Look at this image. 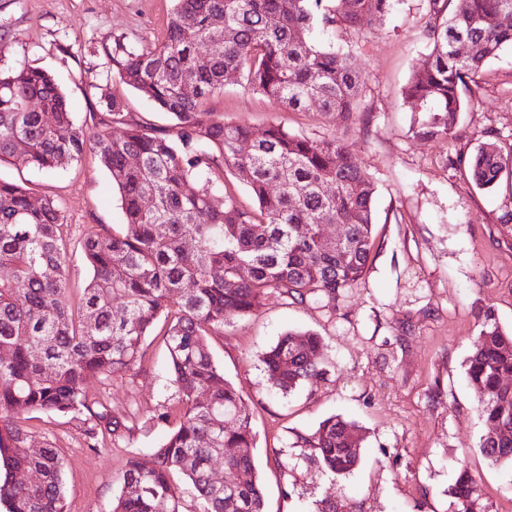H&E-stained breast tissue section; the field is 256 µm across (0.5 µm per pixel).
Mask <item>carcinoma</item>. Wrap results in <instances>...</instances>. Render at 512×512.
Here are the masks:
<instances>
[{
	"label": "carcinoma",
	"mask_w": 512,
	"mask_h": 512,
	"mask_svg": "<svg viewBox=\"0 0 512 512\" xmlns=\"http://www.w3.org/2000/svg\"><path fill=\"white\" fill-rule=\"evenodd\" d=\"M397 0H176L163 40L146 48L119 43L110 54L121 82L171 116L167 128L131 123L122 105L91 116L103 130L74 124L65 94L47 71L20 65L0 72V162L53 171L96 150L118 189L124 229L91 226L79 241L92 270L77 307L65 303L69 252L58 204L0 179V504L7 512H65L64 458L45 442L38 454L22 425L34 412L84 413L89 438L116 442L131 432L87 394L90 376L135 367L164 319L179 426L147 468L127 461L121 493L108 512H182L184 476L198 512H265L252 476L255 435L240 393L215 363L208 337L234 317L256 311L269 291L294 303H336L359 281L372 250L376 188L355 153L336 137L312 139L281 125L260 137L206 108L227 84H243L290 111L315 106L345 122L356 112L360 77L352 56L317 34L392 13ZM219 19L222 25H214ZM429 52L405 89L424 117L416 134L451 135L461 90L501 50L512 46V0H428ZM465 41L460 55L455 43ZM196 85L192 96L183 84ZM117 125V134L108 128ZM248 144L247 152L241 145ZM137 164H129L130 158ZM473 182L494 186L512 174V151L482 144L468 161ZM243 181L254 208L239 205L224 170ZM342 224L345 239L321 232ZM247 269L241 275V269ZM322 337L290 330L262 355L269 388L287 393L323 373ZM485 423L479 450L512 467V328L492 311L481 318L465 361ZM366 429L341 417L297 435L296 458L283 468L315 465L342 477L361 462ZM224 466L213 478L215 461ZM240 472L251 474L235 486ZM21 473L32 475L23 482ZM453 512H483L481 485L462 468L449 487ZM318 512H357L354 502L322 499Z\"/></svg>",
	"instance_id": "obj_1"
}]
</instances>
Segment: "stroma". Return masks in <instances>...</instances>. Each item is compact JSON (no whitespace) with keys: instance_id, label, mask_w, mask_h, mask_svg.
Segmentation results:
<instances>
[{"instance_id":"1","label":"stroma","mask_w":512,"mask_h":512,"mask_svg":"<svg viewBox=\"0 0 512 512\" xmlns=\"http://www.w3.org/2000/svg\"><path fill=\"white\" fill-rule=\"evenodd\" d=\"M174 7L175 0H0V70L25 64L48 71L86 130L90 113L106 111L111 98L128 120L170 126L148 98L120 82L108 53L118 43H157ZM427 8V0H398L390 16L361 32L333 33L361 74L358 109L366 122L291 112L237 84L208 102L258 136L276 123L298 135L344 140L376 187L368 267L336 305L295 304L272 291L256 312L209 339L214 361L252 415L266 512H314L324 498L354 500L364 512H453L448 488L460 466L481 484L486 512H512V467L481 454L485 428L465 377L484 311L512 327V177L482 190L466 166L482 143L512 146V46L463 89L469 105L451 138L421 139L414 127L422 115L404 92L427 53ZM0 178L53 197L70 246L88 225L122 228L119 191L93 151L53 172L4 161ZM291 329L322 336L318 360L326 372L274 394L261 355ZM85 387L130 427L124 442L89 447L79 414L32 412L25 425L64 455L67 512H107L127 459L153 463L155 448L179 423L160 330L147 337L134 370L89 378ZM331 416L367 430L352 474L335 479L314 466L278 465L277 450L293 451L297 435ZM386 448L400 450L399 465L383 456Z\"/></svg>"}]
</instances>
